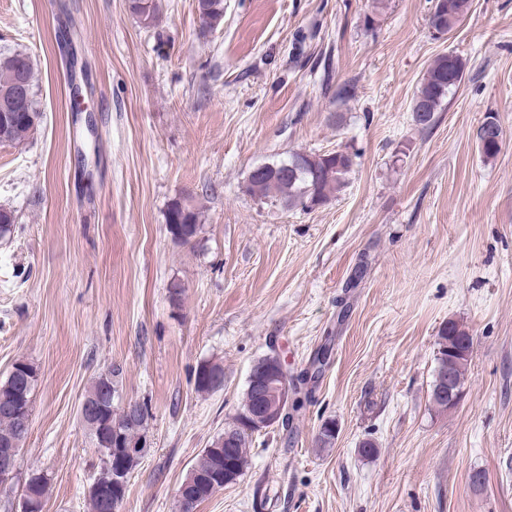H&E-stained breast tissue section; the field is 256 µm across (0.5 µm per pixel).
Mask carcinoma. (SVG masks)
<instances>
[{"label": "carcinoma", "mask_w": 512, "mask_h": 512, "mask_svg": "<svg viewBox=\"0 0 512 512\" xmlns=\"http://www.w3.org/2000/svg\"><path fill=\"white\" fill-rule=\"evenodd\" d=\"M195 7L207 17L208 23L199 29L202 37L216 32L224 26V0H196ZM127 8L144 28H153L163 11V0H127ZM470 10V0H434L429 16V26L437 33L445 35L453 31ZM465 64L452 53L442 54L434 59L413 98L414 121L428 127L434 119L442 101L463 79ZM35 58L25 49L0 52V128L4 129L3 142L18 145L28 140L37 131L42 112L35 91ZM22 82L27 91L23 103L14 100V84ZM501 130L493 116L486 117L484 126L478 133L482 153L488 159L495 157L502 147V135L494 134L491 128ZM355 155L347 150H334L319 154L294 153L286 163L290 166L288 176L266 175L257 180H249L246 190L259 199L277 198L287 205L306 209V203L314 199L321 204L345 187L354 166ZM167 230L174 240L182 244L193 242L201 233L202 212L173 200L165 214ZM462 325L450 321L438 336L439 357L432 387H437L441 379L453 372L458 389H463L467 362L471 351L459 346L456 336ZM38 373L28 361L18 359L12 366L7 380L0 384V448L11 445L22 446L29 429L15 416V411L32 407V396L37 386ZM224 386V366L218 362H206L194 373V389L199 394H209ZM254 401V391L246 390L241 412L225 426L234 431L237 444L224 446V434L220 433L202 450L191 470L201 482V488L193 504L177 497V512H196L198 506L224 489V484L213 480L217 467L218 452L228 453L232 461L231 473L238 479L244 474L250 458L252 436L244 416ZM137 419L130 421L124 409L107 406L101 414L86 425L94 448L99 455L100 467H105L106 459L112 458V427L122 430L124 439L135 440L147 430L151 418L147 402L139 403ZM121 502L101 498L89 491L90 512H112Z\"/></svg>", "instance_id": "cac0c4a2"}]
</instances>
